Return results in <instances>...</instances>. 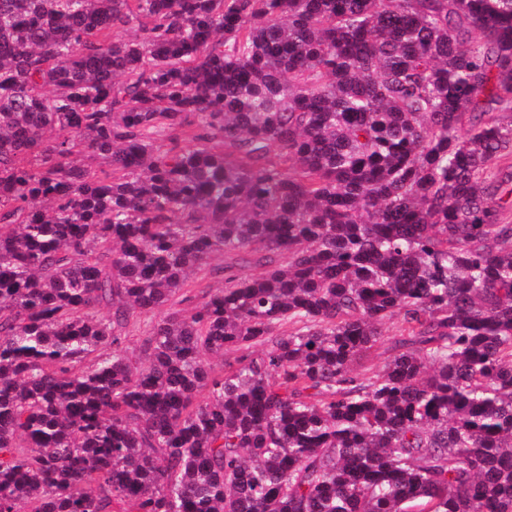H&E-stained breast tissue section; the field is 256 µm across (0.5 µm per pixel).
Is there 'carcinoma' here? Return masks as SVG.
I'll return each instance as SVG.
<instances>
[{"label":"carcinoma","instance_id":"obj_1","mask_svg":"<svg viewBox=\"0 0 512 512\" xmlns=\"http://www.w3.org/2000/svg\"><path fill=\"white\" fill-rule=\"evenodd\" d=\"M503 112L512 0H0V512H512Z\"/></svg>","mask_w":512,"mask_h":512}]
</instances>
